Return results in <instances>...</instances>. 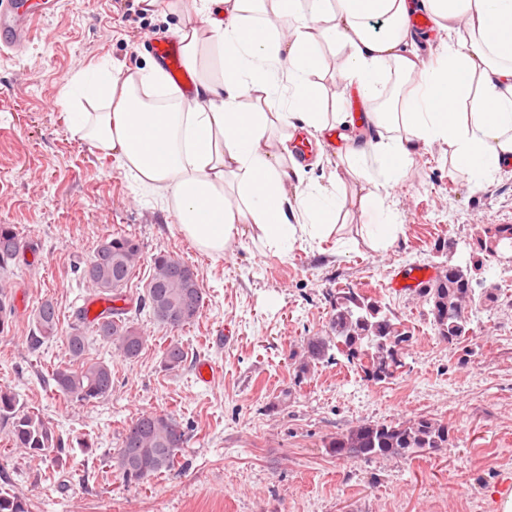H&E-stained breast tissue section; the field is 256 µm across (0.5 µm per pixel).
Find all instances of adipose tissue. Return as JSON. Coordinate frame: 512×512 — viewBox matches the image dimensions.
<instances>
[{"label": "adipose tissue", "instance_id": "1", "mask_svg": "<svg viewBox=\"0 0 512 512\" xmlns=\"http://www.w3.org/2000/svg\"><path fill=\"white\" fill-rule=\"evenodd\" d=\"M203 24L177 28L196 74L195 97L148 102L166 75L157 65L106 74L97 112L71 130L117 159L173 210L180 232L216 257L242 238L284 253L340 234L348 200L371 207V246L402 231L391 198L420 147H447L473 186L512 170V0H211ZM446 31L437 63L407 52L410 15ZM343 51L342 81L364 102L374 136L346 135L342 172L303 183L293 155L299 132L343 126L326 111L316 75L326 50ZM217 66L219 78L206 76Z\"/></svg>", "mask_w": 512, "mask_h": 512}]
</instances>
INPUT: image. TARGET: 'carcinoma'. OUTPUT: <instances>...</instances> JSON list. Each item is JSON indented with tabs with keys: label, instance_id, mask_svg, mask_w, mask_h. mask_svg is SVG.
<instances>
[{
	"label": "carcinoma",
	"instance_id": "cac0c4a2",
	"mask_svg": "<svg viewBox=\"0 0 512 512\" xmlns=\"http://www.w3.org/2000/svg\"><path fill=\"white\" fill-rule=\"evenodd\" d=\"M480 252L495 255L512 248V224H490L476 239ZM22 244L14 225L0 224V333L12 321L7 271L20 253ZM143 257V247L131 235L114 233L103 239L86 262L82 279L87 300L106 304L94 317L87 307L79 309L76 323L65 336L68 364L52 372L56 392L70 403L92 405L112 392L111 366L88 357V341L82 326H93L96 335L112 345L126 360L138 358L146 336L124 306V288L135 275ZM152 274L139 301L158 324L178 331L198 320L205 304L204 292L193 269L169 251L151 258ZM419 300L429 307L436 334L453 344L472 330L470 314L479 306L497 302L493 292L476 294L471 270L448 266L443 274L417 289ZM330 334L313 336L306 346L300 373L329 356V351L344 356L357 366L368 381H380L404 366L405 343L409 341L380 302L351 288H338L332 299ZM33 341L43 342L57 335L58 316L54 303L45 300L33 314ZM187 352L177 340L163 351V364L177 370L186 361ZM0 419L9 422L13 447L41 462H58L62 441L40 413L19 406L17 395L0 388ZM448 426L424 416L395 423H363L332 438L328 448L347 459H411L426 450L448 447ZM185 442V432L177 419L164 412L138 416L124 429L113 458V472L126 482H145L173 471ZM0 512H28L17 495L0 491Z\"/></svg>",
	"mask_w": 512,
	"mask_h": 512
}]
</instances>
